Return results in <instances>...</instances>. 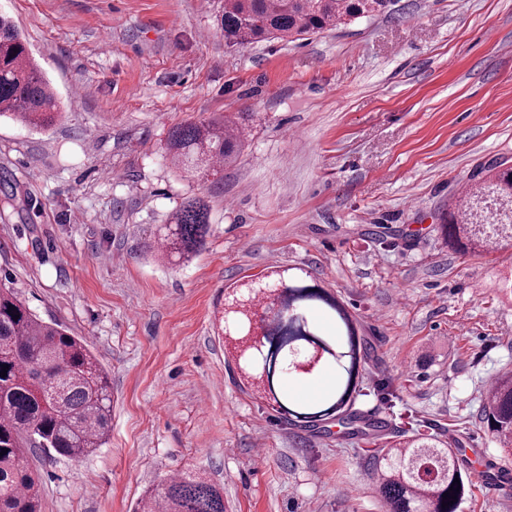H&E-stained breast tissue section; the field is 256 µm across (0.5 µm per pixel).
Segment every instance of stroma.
<instances>
[{"mask_svg":"<svg viewBox=\"0 0 512 512\" xmlns=\"http://www.w3.org/2000/svg\"><path fill=\"white\" fill-rule=\"evenodd\" d=\"M224 0H0L61 101L45 129L0 117V283L87 340L112 397L108 440L75 462L36 452L43 512H136L183 470L225 512H383L384 442L456 441L512 469L484 422L512 372V242L451 249L440 217L488 163L512 161V0H395L293 43H224ZM252 113L222 176L189 180L169 130ZM210 206L200 252L159 256L185 198ZM300 268L372 346L355 411L374 438L293 424L240 381L224 309ZM461 512H512L474 479Z\"/></svg>","mask_w":512,"mask_h":512,"instance_id":"1","label":"stroma"}]
</instances>
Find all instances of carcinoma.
Masks as SVG:
<instances>
[{
    "label": "carcinoma",
    "instance_id": "1",
    "mask_svg": "<svg viewBox=\"0 0 512 512\" xmlns=\"http://www.w3.org/2000/svg\"><path fill=\"white\" fill-rule=\"evenodd\" d=\"M394 0H224V41L229 46L268 39L296 41L349 21L390 11ZM53 87L41 75L14 23L0 15V116L25 127L46 128L58 111ZM249 114L187 123L168 132L165 156L193 178L216 175L242 150ZM512 204V166L483 169L463 199L438 225L448 246L487 250L512 240L501 207ZM209 206L201 197L183 202L165 225V257L189 260L204 245ZM262 311H224V332L241 340L253 330L263 342L238 359L244 377L258 379L288 421L311 426L341 421L374 428L372 418L351 410L360 392L369 347L337 296L301 276L262 297ZM318 310L336 325L326 335L310 318ZM320 352L316 368H332L331 391L320 401L299 398L283 381L294 354ZM8 369H3V366ZM0 512H42L41 491L28 466L37 449L80 460L105 444L112 399L108 376L88 344L59 324L34 314L10 288L0 286ZM485 420L503 447L512 449V375L495 381ZM378 491L386 512H458L470 479L464 448L419 433L381 449L375 458ZM459 482H454V479ZM448 506H442V503ZM139 512H224V488L198 472L169 476L140 502Z\"/></svg>",
    "mask_w": 512,
    "mask_h": 512
}]
</instances>
